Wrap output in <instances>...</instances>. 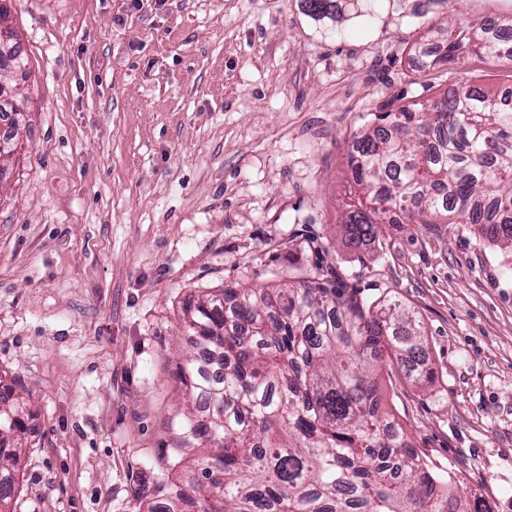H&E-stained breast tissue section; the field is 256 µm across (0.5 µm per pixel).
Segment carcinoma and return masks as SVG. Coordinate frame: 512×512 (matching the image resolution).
Here are the masks:
<instances>
[{"mask_svg":"<svg viewBox=\"0 0 512 512\" xmlns=\"http://www.w3.org/2000/svg\"><path fill=\"white\" fill-rule=\"evenodd\" d=\"M0 75L25 81L28 56L0 3ZM512 18L448 24L443 42L418 47L427 66L469 56L512 57ZM0 82V122L15 130L24 101ZM356 136L343 226L356 251L385 224H476L512 258V107L505 96L456 87L376 116ZM271 288L226 285L186 310L195 350L176 363L189 393L183 447L156 466L144 512H478L457 476L421 456L384 408L375 375L398 369L436 378L423 332L402 302L369 300L332 266L282 270ZM0 425V512L16 490L9 463L18 410Z\"/></svg>","mask_w":512,"mask_h":512,"instance_id":"obj_1","label":"carcinoma"}]
</instances>
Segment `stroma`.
I'll use <instances>...</instances> for the list:
<instances>
[{"label":"stroma","instance_id":"1","mask_svg":"<svg viewBox=\"0 0 512 512\" xmlns=\"http://www.w3.org/2000/svg\"><path fill=\"white\" fill-rule=\"evenodd\" d=\"M8 0L29 57L20 148L0 161V393L24 404L11 512H137L176 447L184 311L327 261L422 322L434 384L380 378L419 453L512 512V270L465 224L342 231L347 149L378 113L512 58L421 66L448 18L512 0Z\"/></svg>","mask_w":512,"mask_h":512}]
</instances>
